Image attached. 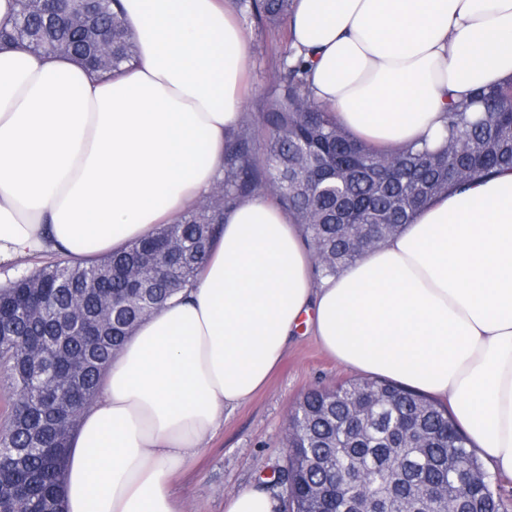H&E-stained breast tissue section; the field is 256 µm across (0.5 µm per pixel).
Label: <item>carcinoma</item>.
<instances>
[{
  "label": "carcinoma",
  "mask_w": 512,
  "mask_h": 512,
  "mask_svg": "<svg viewBox=\"0 0 512 512\" xmlns=\"http://www.w3.org/2000/svg\"><path fill=\"white\" fill-rule=\"evenodd\" d=\"M120 0H98L94 23L112 32L116 70L135 58ZM0 44L93 64L96 45L40 0H16ZM258 22L288 20L293 0H232ZM306 52L287 43L260 112L224 143L221 191L90 266L52 263L0 287V512L63 501L67 441L97 397L102 372L138 325L192 284L224 214L265 192L304 225L316 276H336L397 234L432 198L463 192L475 177L512 169V78L448 105L442 144L379 151L339 126L314 98ZM376 225L366 249L362 225ZM80 298L79 326L61 315ZM285 488L290 512H354L352 493L325 484L334 463L352 487L399 512H501L468 435L439 401L386 379L349 381L308 393L290 422Z\"/></svg>",
  "instance_id": "obj_1"
}]
</instances>
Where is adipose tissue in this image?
<instances>
[{"label": "adipose tissue", "mask_w": 512, "mask_h": 512, "mask_svg": "<svg viewBox=\"0 0 512 512\" xmlns=\"http://www.w3.org/2000/svg\"><path fill=\"white\" fill-rule=\"evenodd\" d=\"M137 61L99 77L0 48V265L90 262L176 223L242 119L243 27L221 0H122ZM315 97L355 137L432 140L449 101L512 77V0H295ZM258 196L224 217L187 295L104 370L69 441L67 512H178L171 478L279 364L300 317L339 361L448 402L512 479V171L433 199L340 275Z\"/></svg>", "instance_id": "obj_1"}]
</instances>
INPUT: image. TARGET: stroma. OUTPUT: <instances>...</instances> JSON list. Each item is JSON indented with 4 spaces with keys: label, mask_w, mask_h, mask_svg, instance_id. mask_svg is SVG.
Here are the masks:
<instances>
[{
    "label": "stroma",
    "mask_w": 512,
    "mask_h": 512,
    "mask_svg": "<svg viewBox=\"0 0 512 512\" xmlns=\"http://www.w3.org/2000/svg\"><path fill=\"white\" fill-rule=\"evenodd\" d=\"M248 37L250 67L245 111L258 112L274 75L280 43L256 20L238 18ZM357 371L330 356L307 330L289 342L266 386L250 400L225 411L212 438L171 481L182 512H224L230 493L259 487L283 464L289 413L309 390L358 379Z\"/></svg>",
    "instance_id": "stroma-1"
}]
</instances>
